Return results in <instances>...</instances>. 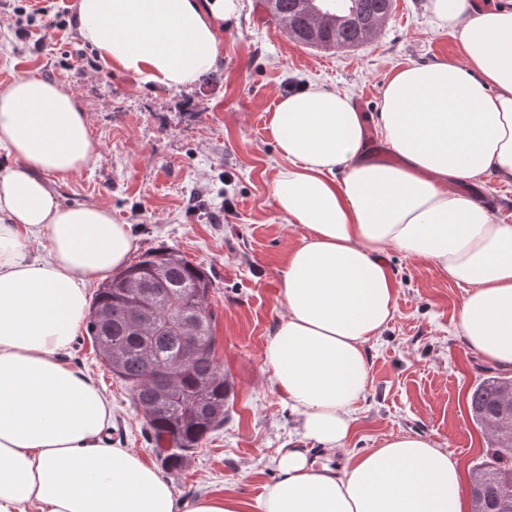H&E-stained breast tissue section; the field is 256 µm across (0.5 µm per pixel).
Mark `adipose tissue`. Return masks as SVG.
Masks as SVG:
<instances>
[{
	"mask_svg": "<svg viewBox=\"0 0 512 512\" xmlns=\"http://www.w3.org/2000/svg\"><path fill=\"white\" fill-rule=\"evenodd\" d=\"M75 24L102 69L190 90L222 56L239 0H76ZM458 63L397 68L376 120L387 157L343 92L310 86L269 118L283 165L276 210L304 235L281 272L285 315L263 365L301 417L303 438L346 448L371 383L368 345L395 315V249L433 263L465 295L456 331L512 371V224L460 184L512 181V0L472 9L431 0ZM0 512H466L464 462L401 432L335 469L308 449L246 501L231 491L178 500L174 486L110 438L112 406L65 358L89 289L136 250L130 225L95 204L66 206L48 182L99 156L76 94L33 76L0 87ZM46 240L45 255L32 254Z\"/></svg>",
	"mask_w": 512,
	"mask_h": 512,
	"instance_id": "obj_1",
	"label": "adipose tissue"
}]
</instances>
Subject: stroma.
Listing matches in <instances>:
<instances>
[{"instance_id":"1","label":"stroma","mask_w":512,"mask_h":512,"mask_svg":"<svg viewBox=\"0 0 512 512\" xmlns=\"http://www.w3.org/2000/svg\"><path fill=\"white\" fill-rule=\"evenodd\" d=\"M73 2L11 0L0 10V85L20 75L40 77L73 90L88 113L100 157L53 179L63 204L103 205L131 225L138 252L174 249L211 277L216 357L230 383L224 425L179 467H167L129 389L87 331H79L68 359L111 402L112 441L158 468L180 496L227 488L252 499L277 481V452L306 445L297 415L263 368L266 341L284 312L280 272L302 235L273 203L282 160L269 115L282 96L317 84L365 102L367 117H374L398 67L459 60L460 46L434 24L430 0H394L378 36L350 51L297 45L269 21L260 0H241L238 17L224 24L220 64L187 92L102 71L71 25L17 37L18 21L42 8L71 18ZM387 261L397 280L395 317L369 348L371 385L335 462L406 431L473 466L487 437L470 418L468 395L493 370L455 332L464 290L433 264L396 251Z\"/></svg>"}]
</instances>
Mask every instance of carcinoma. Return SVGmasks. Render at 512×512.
I'll use <instances>...</instances> for the list:
<instances>
[{
  "mask_svg": "<svg viewBox=\"0 0 512 512\" xmlns=\"http://www.w3.org/2000/svg\"><path fill=\"white\" fill-rule=\"evenodd\" d=\"M272 20L296 44L306 48H358L369 43L392 12V0H264ZM141 284L145 296L128 290ZM212 287L208 274L172 249L155 248L112 277L99 289L90 308L87 332L95 342L119 346L120 357L108 362L112 373L130 389L137 408L150 412L147 431L162 461L180 465L186 453L224 425L228 382L215 357L214 315L191 325L198 349L184 352L189 339L180 324L193 318V307L205 303ZM187 363L172 381L164 369ZM511 376L491 375L472 390L470 417L484 420L500 410ZM471 473L484 480L488 512H512V491L503 494L496 479L512 474V436L488 435L486 454Z\"/></svg>",
  "mask_w": 512,
  "mask_h": 512,
  "instance_id": "cac0c4a2",
  "label": "carcinoma"
}]
</instances>
